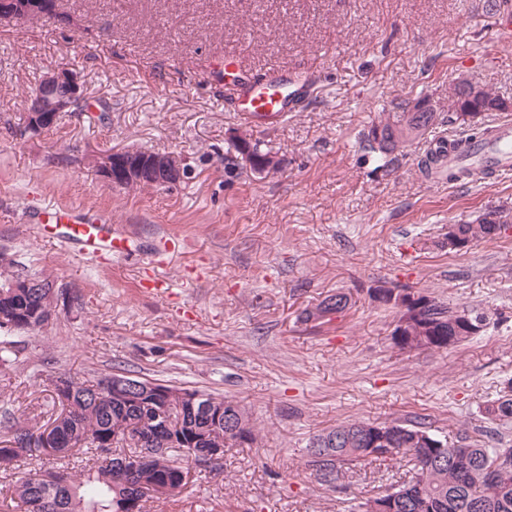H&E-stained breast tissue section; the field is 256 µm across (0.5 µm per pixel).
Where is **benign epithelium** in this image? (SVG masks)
<instances>
[{
    "label": "benign epithelium",
    "mask_w": 512,
    "mask_h": 512,
    "mask_svg": "<svg viewBox=\"0 0 512 512\" xmlns=\"http://www.w3.org/2000/svg\"><path fill=\"white\" fill-rule=\"evenodd\" d=\"M40 17L53 25L67 28L71 20L57 10H47L38 0H0V17L24 22ZM85 97L78 74L67 66L58 67L43 76L39 89L30 99L27 133L38 136L52 128L56 114L72 110ZM89 161L101 179L113 186L123 187L148 176L161 185L175 184L191 178L192 166L175 154L155 157L145 153L137 166L131 167L118 157L92 154Z\"/></svg>",
    "instance_id": "obj_1"
}]
</instances>
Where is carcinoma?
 <instances>
[{"label":"carcinoma","mask_w":512,"mask_h":512,"mask_svg":"<svg viewBox=\"0 0 512 512\" xmlns=\"http://www.w3.org/2000/svg\"><path fill=\"white\" fill-rule=\"evenodd\" d=\"M411 99L383 113L363 133V141L380 157L404 155V150L425 132L446 123L468 132L466 141H487L494 131L483 126L488 112H506L508 103L482 86L463 96L454 84L448 89V111L409 112ZM235 156L247 152L261 167L274 154L260 142L236 138ZM448 142L441 141L417 160L418 170L428 175L444 166ZM488 174L482 166L448 168V180L457 181L476 173ZM512 224L506 208L485 214L475 223L454 225L448 242L441 246L457 251L468 242L501 234ZM55 281L44 273L0 275V331L35 332L51 320L58 303L51 297ZM403 287L376 288L373 301L396 310L406 326L395 325L391 336H424L438 350L469 340L460 323L459 310L433 299L420 311L405 306ZM351 307V296L338 291L304 311L308 322L341 315ZM114 374H92L79 380L64 376L65 389L54 385L51 415L39 434L14 421L8 438L0 445V464L25 457L43 456L66 461L76 451L98 454L99 464L86 463L72 473L35 471L18 480L15 493L27 512H145L147 502L174 497L188 484L187 463H208L212 448H233L257 439L258 431L245 409L221 395L200 392L202 400L192 407L183 399L187 388L159 382L128 398L112 392ZM493 421L512 423V396H502L487 405ZM384 433L393 461L411 454L416 472L393 490H385L358 506L359 512H512V448H489L478 444L449 447L447 440L419 424L397 420L384 423L348 420L314 436L311 447L326 453V465L312 459L307 465L322 483L331 486L343 472L368 459H377L369 448L374 433ZM152 448L136 465L121 467L122 453L140 442Z\"/></svg>","instance_id":"carcinoma-1"}]
</instances>
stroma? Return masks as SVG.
Instances as JSON below:
<instances>
[{
    "label": "stroma",
    "instance_id": "stroma-1",
    "mask_svg": "<svg viewBox=\"0 0 512 512\" xmlns=\"http://www.w3.org/2000/svg\"><path fill=\"white\" fill-rule=\"evenodd\" d=\"M72 24L0 20V267L21 263L81 298L32 334L1 333L0 420L40 428L54 381L130 374L237 400L258 445L224 451L148 512H350L409 480L408 460L356 468L335 488L307 466L315 434L347 420L424 423L449 445L512 448L485 406L512 392V232L458 252L449 225L512 209V177L429 181L415 159L450 136L437 125L379 167L361 134L392 104L445 103L467 75L512 104L506 11L484 0H58ZM276 58L312 90L285 119L253 125L276 154L256 175L224 157L245 121L224 98L239 69L263 82ZM79 73L89 106L23 134L45 72ZM125 148L185 156L194 176L128 190L82 155ZM59 205L111 220L125 256L88 261L41 240L27 213ZM144 279L163 292L140 290ZM403 285L487 316L448 350L399 351L396 314L367 291ZM355 303L320 323L303 312L336 291Z\"/></svg>",
    "mask_w": 512,
    "mask_h": 512
}]
</instances>
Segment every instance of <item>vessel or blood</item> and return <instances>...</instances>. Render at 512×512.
I'll return each mask as SVG.
<instances>
[{
	"mask_svg": "<svg viewBox=\"0 0 512 512\" xmlns=\"http://www.w3.org/2000/svg\"><path fill=\"white\" fill-rule=\"evenodd\" d=\"M266 74L268 79L263 84L226 86V97L234 102L248 100V110L252 113L284 115L295 111L308 84L307 78L297 73H288L282 64L275 61L268 64ZM469 151L485 156L495 170L512 171V151L501 153L490 146L479 144L471 148L464 143L455 149L459 156ZM35 222L39 231H52L56 241L72 244L84 255L98 256L105 251L118 253L124 249L123 238L114 236L111 225L100 222L96 217H81L70 210L53 207L40 210Z\"/></svg>",
	"mask_w": 512,
	"mask_h": 512,
	"instance_id": "vessel-or-blood-1",
	"label": "vessel or blood"
}]
</instances>
